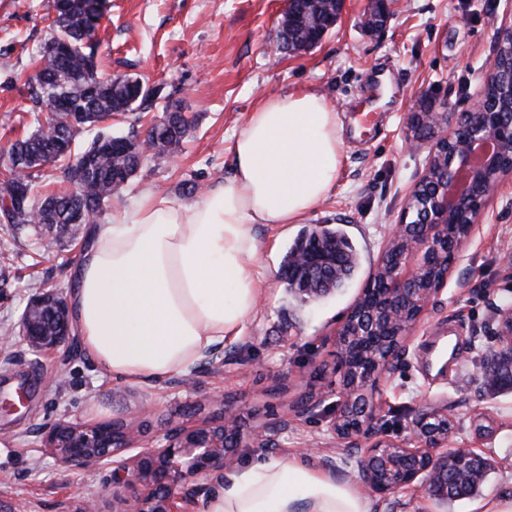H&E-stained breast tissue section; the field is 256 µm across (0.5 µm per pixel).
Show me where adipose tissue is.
Here are the masks:
<instances>
[{"instance_id":"adipose-tissue-1","label":"adipose tissue","mask_w":512,"mask_h":512,"mask_svg":"<svg viewBox=\"0 0 512 512\" xmlns=\"http://www.w3.org/2000/svg\"><path fill=\"white\" fill-rule=\"evenodd\" d=\"M338 114L314 91L263 100L233 145L234 174L189 203L145 191L91 227L69 295L87 356L131 385L188 372L242 338L266 277L258 224L300 223L341 166ZM202 512H372L350 482L280 456L227 472Z\"/></svg>"}]
</instances>
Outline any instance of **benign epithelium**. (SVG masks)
Wrapping results in <instances>:
<instances>
[{
  "instance_id": "benign-epithelium-1",
  "label": "benign epithelium",
  "mask_w": 512,
  "mask_h": 512,
  "mask_svg": "<svg viewBox=\"0 0 512 512\" xmlns=\"http://www.w3.org/2000/svg\"><path fill=\"white\" fill-rule=\"evenodd\" d=\"M406 138L429 143L425 169L405 201L395 228L382 250L369 287L357 300L335 338L339 371H346L349 352L342 336L381 337L384 356L362 373L343 376V400L331 423L340 441L364 433L375 417L378 381L388 370L399 341L411 335L429 305L447 284L448 254L477 228L489 198L512 175V26L496 34V53L485 73L479 99L471 111L451 120L421 99L406 115ZM464 225L448 237V227ZM296 264L321 277L337 274L317 259L299 255ZM68 302L54 294L33 297L18 325L0 334V344L20 338L36 353L49 352L73 335ZM501 347L512 349V310L501 313ZM221 416L197 426H177L164 434L160 448L141 438L138 422L128 419L95 426L61 422L47 435L48 447L67 466L98 469L112 466V484L137 489L118 512H179L178 503L193 502L206 483L224 478L236 448H270L276 432L288 427V413L263 427L246 426L242 413L222 399ZM448 413L425 411L417 420L419 447L407 448L377 439L365 449L363 477L380 494L410 487L421 480L438 483L445 472L434 451L448 444Z\"/></svg>"
}]
</instances>
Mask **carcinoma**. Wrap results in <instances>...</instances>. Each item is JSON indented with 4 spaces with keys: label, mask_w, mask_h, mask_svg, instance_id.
I'll return each instance as SVG.
<instances>
[{
    "label": "carcinoma",
    "mask_w": 512,
    "mask_h": 512,
    "mask_svg": "<svg viewBox=\"0 0 512 512\" xmlns=\"http://www.w3.org/2000/svg\"><path fill=\"white\" fill-rule=\"evenodd\" d=\"M66 9L53 7L55 17L44 45L36 54L38 73L25 82L33 106H47L54 97L71 105L56 113L46 123L16 139L7 154L4 172L0 173V201L16 195L23 199L24 211L7 220L17 229L27 224H41L47 229L62 230L82 241L88 251L93 240L86 225L99 223L105 204L122 191L134 178L142 162L150 157H162L176 147L195 123L182 109L174 105L154 120L146 138L138 136L97 135L81 148L77 137L87 125L103 123L115 115L133 110V106L152 104L162 97L164 87L149 86L138 79L126 77L120 82L105 77L99 70L97 30L104 12L101 0H64ZM313 15L301 16V5L283 14L279 29V49L283 53L299 52L309 36ZM67 42L72 52L61 57L56 45ZM84 113L78 125L69 122L70 112ZM68 135V152L57 150L59 133ZM61 165L59 180L68 184L61 192L38 199L25 197L31 190L32 172L47 166ZM322 248L331 260L340 264L341 273L322 282L306 279V272L295 265L297 251ZM357 266L353 246L338 228L317 225L303 232L288 252L281 277L289 291L310 297H320L340 286ZM483 384L495 391L512 389V360L495 350L484 353L481 365ZM488 473V466L465 458L456 450L448 455V479L432 488L434 495L449 502L478 495Z\"/></svg>",
    "instance_id": "obj_1"
}]
</instances>
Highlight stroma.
<instances>
[{
	"label": "stroma",
	"instance_id": "35a3bbf8",
	"mask_svg": "<svg viewBox=\"0 0 512 512\" xmlns=\"http://www.w3.org/2000/svg\"><path fill=\"white\" fill-rule=\"evenodd\" d=\"M51 0H0V166L18 137L32 132L31 112L16 75H35L33 60L48 33ZM98 31L105 73L163 85L168 102L196 124L173 155L147 158L134 180L104 208L133 207L150 189L192 202L185 182L203 189L234 171L233 144L249 112L265 98L314 90L341 116L345 144L340 175L328 197L298 224L256 225L268 268L262 297L238 342L216 346L190 372L158 384L112 378L85 354L79 337L57 351L33 354L22 342L0 348V390L35 385L27 408L0 415V500L19 512H55L67 500L78 512L95 499L112 512L113 497L132 489L112 484L111 467L91 471L61 464L43 444L61 421L90 424L134 417L147 439L162 441L176 424L214 417L213 397H231L250 427L273 422L310 391L324 402L291 421L271 450L238 449L244 465L278 455H302L316 468L363 486L361 459L368 439L336 443L341 378L334 370V335L374 272L383 245L420 177L427 147L405 143L403 114L420 97L438 112H461L477 99L494 57L498 28L512 24V0H392L386 23L369 29L372 0H344L332 31L311 50H275L286 0H108ZM317 224L340 226L360 256L351 279L307 301L288 292L280 269L294 240ZM8 249L0 287V329L14 325L39 285L68 296L80 242L53 240L31 224L0 223V250ZM512 306V179L491 197L479 228L458 250L448 284L404 343L376 393L372 436L416 446L415 422L430 409L447 410L449 450L471 449L491 462L480 493L451 503L425 488L371 494L372 512H480L481 504L512 494V391L484 389L481 354L496 348L498 309ZM65 383H57V375ZM371 436V437H372Z\"/></svg>",
	"mask_w": 512,
	"mask_h": 512
}]
</instances>
